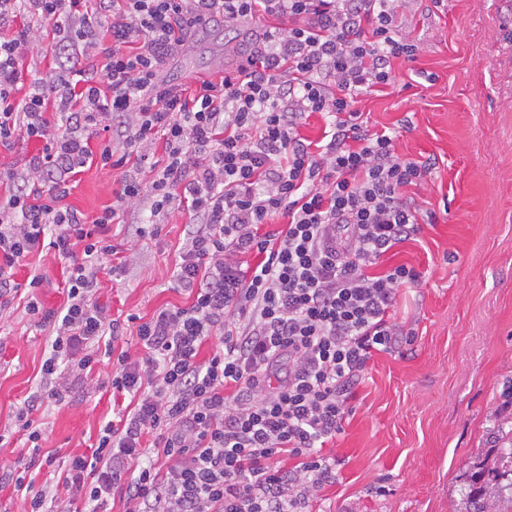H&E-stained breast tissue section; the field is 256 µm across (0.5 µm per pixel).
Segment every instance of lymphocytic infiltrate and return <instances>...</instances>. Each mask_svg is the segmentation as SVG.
Returning a JSON list of instances; mask_svg holds the SVG:
<instances>
[{"label": "lymphocytic infiltrate", "mask_w": 512, "mask_h": 512, "mask_svg": "<svg viewBox=\"0 0 512 512\" xmlns=\"http://www.w3.org/2000/svg\"><path fill=\"white\" fill-rule=\"evenodd\" d=\"M407 0H0V150L42 141L23 171L6 176L0 198V318L20 288L13 268L50 245L69 263L59 312L36 299L25 310L50 327L52 353L41 387L17 414L32 450L44 438L34 412L65 398L114 356L109 383L130 399L107 422L91 455L63 461L58 482L33 490L0 471L23 512H103L120 497L126 512H305L335 477L326 442L343 429L348 403L374 353L411 339L389 319L398 291L419 284L405 264L374 272L382 256L419 231L407 187L427 162L398 155L390 134L369 132L355 97L394 81L393 60H415L418 43L395 22ZM287 19L268 31L245 65L203 81L194 95L160 78L191 29L233 31L259 13ZM51 24L63 59L49 79L20 91L23 63ZM111 43H104V36ZM141 39L138 51L128 44ZM102 57V66L93 58ZM72 123L51 131L49 102ZM311 112L334 119L328 144L298 137ZM113 132L98 152L92 137ZM166 158L149 185L124 179L111 209L93 222L65 206L69 179L91 157L110 167L148 159L154 132ZM197 222L175 266L189 307L158 309L140 322L144 354L115 352L120 323L93 301L116 250L110 226L134 206L159 232L173 205ZM288 218L272 230L274 215ZM256 262L244 267L242 259ZM217 344L208 359L199 351ZM85 348L78 363L69 354Z\"/></svg>", "instance_id": "lymphocytic-infiltrate-1"}]
</instances>
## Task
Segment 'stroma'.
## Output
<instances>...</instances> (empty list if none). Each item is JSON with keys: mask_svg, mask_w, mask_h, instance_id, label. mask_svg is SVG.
Here are the masks:
<instances>
[{"mask_svg": "<svg viewBox=\"0 0 512 512\" xmlns=\"http://www.w3.org/2000/svg\"><path fill=\"white\" fill-rule=\"evenodd\" d=\"M281 24L264 15L235 32L197 28L162 77L195 90L245 64ZM398 25L419 42L420 54L394 60V82L359 95L356 108L369 131H397L398 154L430 162L425 182L405 194L436 220L422 223L416 240L394 256L421 274L392 311L412 343L400 355L374 354L342 433L325 447L338 459L336 482L311 503L312 512H460L470 473L493 458L501 392L512 384V0H410ZM129 174L152 179L146 167L93 161L73 176L65 203L95 218ZM147 217L130 210L112 226L113 245L132 258L103 271L94 299L116 316L148 318L192 302L172 275L193 214L174 208L160 236L135 237ZM67 272L47 247L16 265L14 278L43 277L39 300L57 310ZM50 349L48 331L23 308L0 324V434L8 441L0 459L37 487L61 476L44 456L91 455L113 408L111 390L75 385L65 402L36 414L46 438L32 455L15 415Z\"/></svg>", "mask_w": 512, "mask_h": 512, "instance_id": "obj_1", "label": "stroma"}]
</instances>
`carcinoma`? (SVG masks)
<instances>
[{
    "mask_svg": "<svg viewBox=\"0 0 512 512\" xmlns=\"http://www.w3.org/2000/svg\"><path fill=\"white\" fill-rule=\"evenodd\" d=\"M500 442L491 463L475 468L464 496L465 512H512V418L497 425Z\"/></svg>",
    "mask_w": 512,
    "mask_h": 512,
    "instance_id": "1",
    "label": "carcinoma"
}]
</instances>
